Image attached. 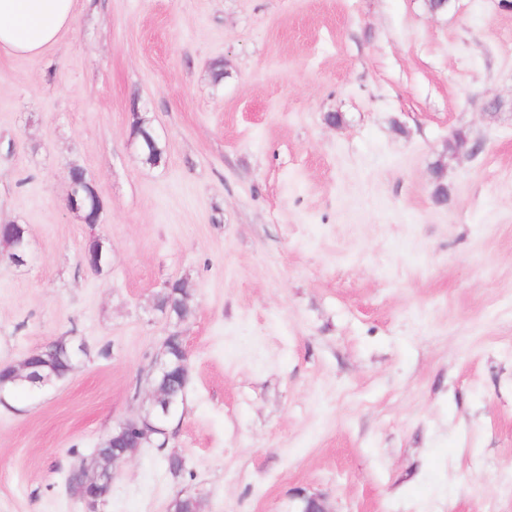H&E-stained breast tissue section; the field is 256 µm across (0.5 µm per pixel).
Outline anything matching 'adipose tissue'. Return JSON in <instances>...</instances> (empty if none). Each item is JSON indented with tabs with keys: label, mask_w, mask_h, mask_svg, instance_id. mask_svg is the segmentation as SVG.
I'll use <instances>...</instances> for the list:
<instances>
[{
	"label": "adipose tissue",
	"mask_w": 512,
	"mask_h": 512,
	"mask_svg": "<svg viewBox=\"0 0 512 512\" xmlns=\"http://www.w3.org/2000/svg\"><path fill=\"white\" fill-rule=\"evenodd\" d=\"M75 0H0V50L35 56L73 24Z\"/></svg>",
	"instance_id": "obj_1"
}]
</instances>
